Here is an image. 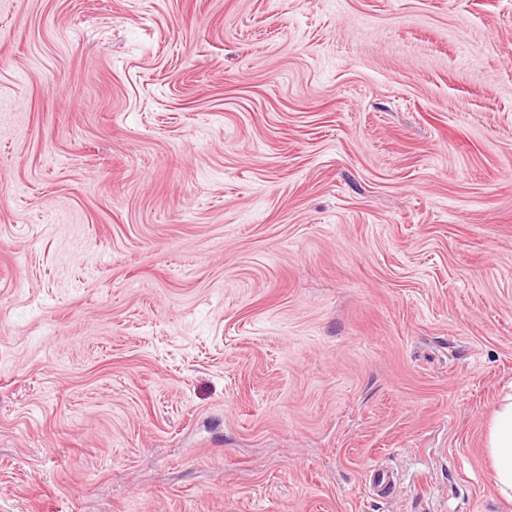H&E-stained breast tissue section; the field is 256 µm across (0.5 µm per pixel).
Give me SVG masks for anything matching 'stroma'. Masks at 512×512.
Here are the masks:
<instances>
[{
    "instance_id": "obj_1",
    "label": "stroma",
    "mask_w": 512,
    "mask_h": 512,
    "mask_svg": "<svg viewBox=\"0 0 512 512\" xmlns=\"http://www.w3.org/2000/svg\"><path fill=\"white\" fill-rule=\"evenodd\" d=\"M510 392L512 0H0V512H512ZM486 448L492 461V482L497 492L512 500V394L499 404L489 426ZM367 481L373 493L382 499L391 497L395 493L398 484L394 472L381 465H376L369 470Z\"/></svg>"
}]
</instances>
